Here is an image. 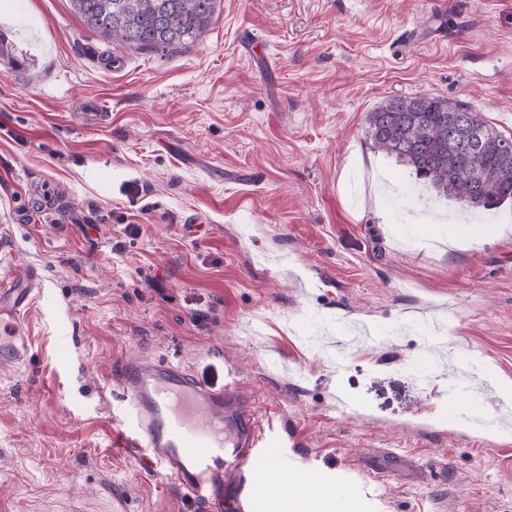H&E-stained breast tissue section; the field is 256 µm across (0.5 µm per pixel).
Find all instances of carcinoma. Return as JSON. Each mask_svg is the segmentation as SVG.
<instances>
[{"instance_id": "1", "label": "carcinoma", "mask_w": 512, "mask_h": 512, "mask_svg": "<svg viewBox=\"0 0 512 512\" xmlns=\"http://www.w3.org/2000/svg\"><path fill=\"white\" fill-rule=\"evenodd\" d=\"M87 26L103 40L169 52L198 38L221 9V0H72ZM479 136L480 149L448 129V114ZM372 147L409 168L440 197L463 208L512 199V161L503 159L512 139L482 113L430 94L390 99L367 116Z\"/></svg>"}]
</instances>
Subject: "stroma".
<instances>
[{"instance_id":"stroma-1","label":"stroma","mask_w":512,"mask_h":512,"mask_svg":"<svg viewBox=\"0 0 512 512\" xmlns=\"http://www.w3.org/2000/svg\"><path fill=\"white\" fill-rule=\"evenodd\" d=\"M0 31V282L39 289L0 362V512H195L122 444L135 359L235 383L359 512H512V234L449 246L467 211L365 134L427 93L512 137V0H223L166 54L71 0H0Z\"/></svg>"}]
</instances>
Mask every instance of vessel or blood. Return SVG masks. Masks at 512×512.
<instances>
[{
    "mask_svg": "<svg viewBox=\"0 0 512 512\" xmlns=\"http://www.w3.org/2000/svg\"><path fill=\"white\" fill-rule=\"evenodd\" d=\"M34 271L0 289V360L25 361L31 342L24 318L37 298ZM127 447L146 452L172 474L198 512H270L289 470L268 461L278 442L237 390H215L182 367L136 360L121 372Z\"/></svg>",
    "mask_w": 512,
    "mask_h": 512,
    "instance_id": "vessel-or-blood-1",
    "label": "vessel or blood"
}]
</instances>
